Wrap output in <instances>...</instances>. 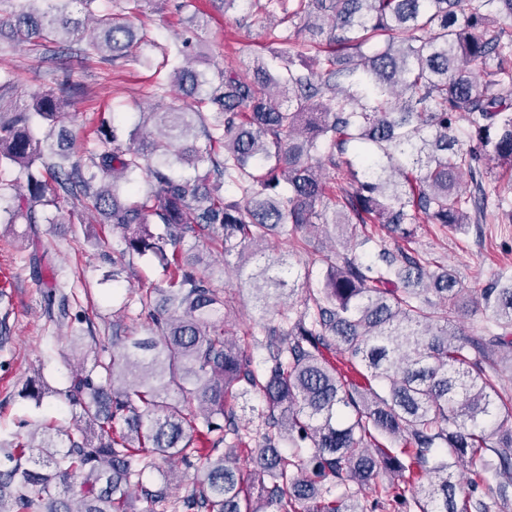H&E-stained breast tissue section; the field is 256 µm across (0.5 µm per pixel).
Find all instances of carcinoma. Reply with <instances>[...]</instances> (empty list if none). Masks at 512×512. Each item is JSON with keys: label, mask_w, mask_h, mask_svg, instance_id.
I'll use <instances>...</instances> for the list:
<instances>
[{"label": "carcinoma", "mask_w": 512, "mask_h": 512, "mask_svg": "<svg viewBox=\"0 0 512 512\" xmlns=\"http://www.w3.org/2000/svg\"><path fill=\"white\" fill-rule=\"evenodd\" d=\"M107 2L22 11L0 19V40H73L106 62L171 64L156 95L174 86L191 103L141 113L150 137L139 128L125 141L103 120L83 155L63 130L54 147L35 133L62 116L57 95L0 105V167L18 168L28 187L0 224H37V206L74 199L122 234L112 277L126 257L149 255L166 287L138 291L147 336L123 337L114 321L121 348L109 360L94 357L63 390L29 381L28 396H61L80 422L16 437L0 512H131L134 488L146 512H381L387 499L401 512H512V365L497 360L506 350L512 361V280L475 299L448 271H431L427 254L356 233L377 224L409 243L421 224L460 230L485 209L491 168L481 162L512 171V31L500 26L512 0H217L249 17L281 13L313 56L288 51L284 32L285 48L214 77L185 64L187 40L160 48L159 64L131 51L147 39ZM74 3L95 20L88 40L68 16ZM199 135L203 145H184ZM183 166L195 175L174 176ZM141 177L150 190L124 199ZM330 227L344 252L320 258L324 283L298 307L291 267L243 261L280 235L304 244ZM215 242L224 275L258 303L288 305V327L239 342L231 301L199 272L203 256L184 249ZM68 302L59 284L47 295L60 321ZM474 305L489 312L479 336L461 327ZM338 352L378 387L346 380L331 361ZM255 390L263 407L251 448L231 401ZM299 448L313 449L308 460ZM176 457L201 463L185 495H172L168 478L143 482ZM486 472L493 502L481 491ZM383 475L384 495L360 497Z\"/></svg>", "instance_id": "cac0c4a2"}]
</instances>
